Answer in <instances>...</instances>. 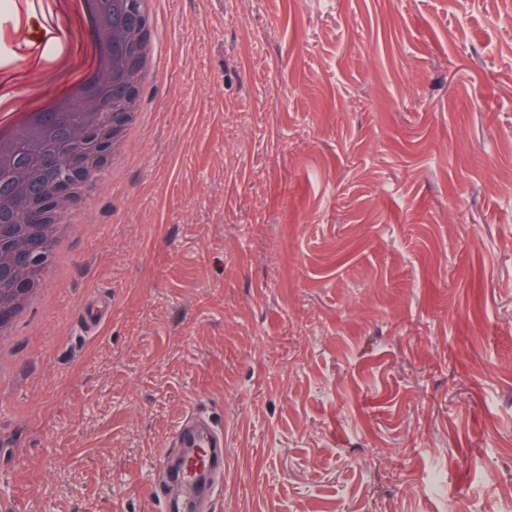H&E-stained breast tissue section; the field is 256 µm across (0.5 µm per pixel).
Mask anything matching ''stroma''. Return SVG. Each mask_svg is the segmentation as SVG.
<instances>
[{
  "mask_svg": "<svg viewBox=\"0 0 512 512\" xmlns=\"http://www.w3.org/2000/svg\"><path fill=\"white\" fill-rule=\"evenodd\" d=\"M160 68L0 375V512H512V0H157ZM109 314L86 332L94 291ZM181 448H191L183 452ZM183 483L191 508L183 512L210 510V502L222 484L216 479L225 469L223 428L201 412L193 411L176 432L173 448L158 458Z\"/></svg>",
  "mask_w": 512,
  "mask_h": 512,
  "instance_id": "35a3bbf8",
  "label": "stroma"
}]
</instances>
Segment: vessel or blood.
Instances as JSON below:
<instances>
[{
  "instance_id": "b4317fda",
  "label": "vessel or blood",
  "mask_w": 512,
  "mask_h": 512,
  "mask_svg": "<svg viewBox=\"0 0 512 512\" xmlns=\"http://www.w3.org/2000/svg\"><path fill=\"white\" fill-rule=\"evenodd\" d=\"M159 467L183 483L189 512H208L218 491V474L225 469L223 429L208 416L192 412L176 432L172 448L158 458Z\"/></svg>"
}]
</instances>
